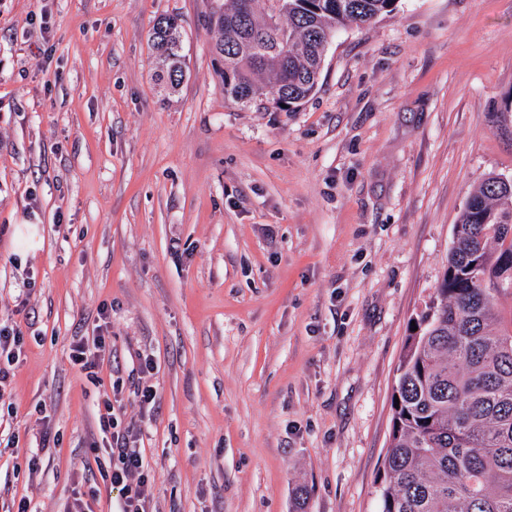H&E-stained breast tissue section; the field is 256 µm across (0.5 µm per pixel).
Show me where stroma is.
<instances>
[{
    "instance_id": "35a3bbf8",
    "label": "stroma",
    "mask_w": 512,
    "mask_h": 512,
    "mask_svg": "<svg viewBox=\"0 0 512 512\" xmlns=\"http://www.w3.org/2000/svg\"><path fill=\"white\" fill-rule=\"evenodd\" d=\"M224 0H0V512H119L98 405L149 420L150 512H379L405 338L469 195L512 176V0L340 29L294 112L240 108ZM182 24L177 92L154 21ZM97 380L70 361L100 309ZM154 409L134 394L139 357ZM55 437L54 447L41 443ZM22 335L13 326L0 325V399L10 396V387L14 373L12 367L18 362L21 353ZM5 357L2 366L1 359Z\"/></svg>"
}]
</instances>
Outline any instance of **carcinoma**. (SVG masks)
Wrapping results in <instances>:
<instances>
[{
  "instance_id": "carcinoma-1",
  "label": "carcinoma",
  "mask_w": 512,
  "mask_h": 512,
  "mask_svg": "<svg viewBox=\"0 0 512 512\" xmlns=\"http://www.w3.org/2000/svg\"><path fill=\"white\" fill-rule=\"evenodd\" d=\"M396 0H282L279 13L229 0L209 19L224 98L293 112L317 89L334 32L371 24ZM180 20L152 28L158 80L177 89ZM436 295L409 332L393 395L379 512H512V180L491 174L460 213Z\"/></svg>"
}]
</instances>
